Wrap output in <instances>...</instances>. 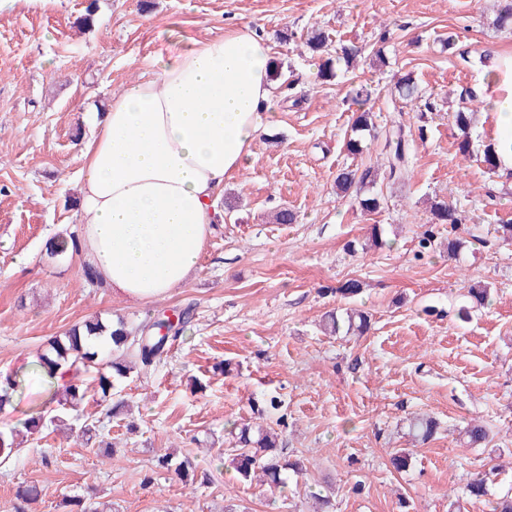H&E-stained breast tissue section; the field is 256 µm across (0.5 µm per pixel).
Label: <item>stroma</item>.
Wrapping results in <instances>:
<instances>
[{
  "mask_svg": "<svg viewBox=\"0 0 512 512\" xmlns=\"http://www.w3.org/2000/svg\"><path fill=\"white\" fill-rule=\"evenodd\" d=\"M495 0H99L94 28L78 24L87 0H12L0 11V369L25 382L0 428L22 427L51 413L56 383L33 374L38 351L74 325L101 318L139 325L190 310L182 336L146 370L120 387L128 407L90 394L69 413L73 431L29 435L0 466V512H25L21 486L41 489L34 512H70L69 500L105 503L112 512H313V493L330 496V512H454L474 473L498 466L489 495L465 512H490L512 493V182L491 174L483 149L494 118L476 112L474 154L456 155L452 114L464 91H477L480 66L512 53V34L494 23ZM249 25L282 64L272 122L261 131L249 166L224 183L216 225L186 285L149 304L113 295L89 282L81 254H50L61 234L78 231L75 199L85 169L83 149L97 122L127 82L152 73L174 50ZM389 29L386 65L374 62L380 29ZM321 30L331 48L361 47L354 68L323 83L322 62L305 44ZM455 35L454 52L444 41ZM412 73L421 97L391 94ZM378 91L376 123L388 132L403 119L412 178L379 181L385 199L361 214L354 196L339 194L344 167L376 162L383 140L349 155L352 87ZM427 133L416 116L425 103ZM445 200L464 221L439 225L437 242L418 240L432 201ZM297 220L278 224L273 214ZM385 245L366 243L371 225ZM462 239L449 258L448 238ZM356 279L354 308L368 313L362 337L324 333V314L344 303L338 289ZM490 290L488 305L471 308L467 287ZM279 397L284 420L275 428L283 453L303 474L282 489L240 480L217 458L230 424L251 419L250 402ZM428 414L437 436L419 444L408 419ZM492 437L476 448L460 442L469 420ZM93 424L92 437L81 426ZM411 454L407 472L390 458ZM196 466L193 484L159 469L167 452Z\"/></svg>",
  "mask_w": 512,
  "mask_h": 512,
  "instance_id": "stroma-1",
  "label": "stroma"
}]
</instances>
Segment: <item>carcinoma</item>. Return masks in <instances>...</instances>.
<instances>
[{
	"label": "carcinoma",
	"mask_w": 512,
	"mask_h": 512,
	"mask_svg": "<svg viewBox=\"0 0 512 512\" xmlns=\"http://www.w3.org/2000/svg\"><path fill=\"white\" fill-rule=\"evenodd\" d=\"M497 27L512 31V0H498L497 14L494 19ZM309 48L326 59L319 67L317 77L328 81L336 77V64L344 61L353 63L360 55L361 49L356 46H342L336 55L329 54L324 34L314 29L307 39ZM401 99L411 102L419 97L417 83L412 75L407 74L398 83ZM352 100L358 105L353 114L350 134L345 142L346 151L354 156L363 154L365 150V134L374 129L373 112L366 107L373 95V89L366 84H359L351 90ZM474 109L467 105L460 107L453 113L456 128L460 131L457 142V152L467 158L472 152L470 128L473 121ZM405 125L396 120L391 132L386 135L384 144V162L378 165H369L362 169H344L336 176V189L343 195L356 193L360 210L365 214L375 213L383 208L384 197L372 191L380 177L393 182L408 179L410 166L408 161V143L404 135ZM462 223V216L458 211L444 200L433 201L430 206V219L427 229L419 240L423 249L431 247L435 241L433 227L438 224L451 226ZM189 320V312L179 313L176 324L165 319L154 321L146 325L129 326L119 319L115 323L105 324L99 320L86 321L73 326L64 336L56 337L48 344V348L39 355L38 367L51 378L59 368H71L77 364L85 368L96 369L97 390L103 398L114 395L119 381L126 378L134 369L148 367L159 358L165 349L180 338ZM327 327L330 334L341 332L347 335L362 336L369 330L368 316L358 313L342 317L338 312L332 311L327 316ZM17 374L0 372V413L6 411L11 404L13 393L17 387ZM86 397L82 385L72 383L58 405L61 412L49 418L40 414L31 418L27 427L33 432L47 425L55 428L66 425L67 413L76 410ZM411 433L421 442L429 441L438 428V422L431 416L421 415L411 419L409 425ZM230 464L235 472L244 480L260 478L271 488H279L286 483V473L302 471L298 461H290L278 452L277 435L273 432H253L251 427L239 424L229 432ZM467 444L479 446L488 439L487 430L480 424L472 423L466 427ZM16 430H0V463H8L19 452L21 440ZM160 467L174 469L182 480L189 482L194 478L193 463L185 457L173 462V456L165 454L158 458ZM495 468L477 474L465 486L466 495L470 498L480 499L487 495L488 481L494 474Z\"/></svg>",
	"instance_id": "obj_1"
}]
</instances>
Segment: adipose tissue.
Segmentation results:
<instances>
[{
	"label": "adipose tissue",
	"mask_w": 512,
	"mask_h": 512,
	"mask_svg": "<svg viewBox=\"0 0 512 512\" xmlns=\"http://www.w3.org/2000/svg\"><path fill=\"white\" fill-rule=\"evenodd\" d=\"M270 47L249 26L197 42L112 101L84 147L80 253L112 290L148 303L184 285L223 223L226 179L268 126ZM497 170L512 177V55L489 69Z\"/></svg>",
	"instance_id": "1"
}]
</instances>
